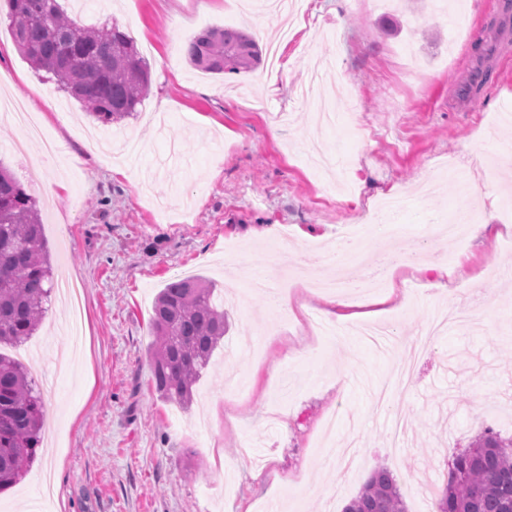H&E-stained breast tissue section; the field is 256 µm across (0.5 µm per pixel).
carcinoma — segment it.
<instances>
[{"mask_svg": "<svg viewBox=\"0 0 512 512\" xmlns=\"http://www.w3.org/2000/svg\"><path fill=\"white\" fill-rule=\"evenodd\" d=\"M13 39L36 69L51 72L97 120L130 116L151 76L132 38L116 26L81 28L57 0H6ZM205 72L239 73L259 61L255 41L212 28L188 44ZM53 271L35 199L0 166V347L34 335L51 302ZM202 278L168 283L154 307L151 368L162 399L187 407L226 331L224 306ZM44 401L20 362L0 353V492L15 486L37 457ZM437 512H512V435L486 428L455 455ZM344 512H406L393 474L376 468Z\"/></svg>", "mask_w": 512, "mask_h": 512, "instance_id": "carcinoma-1", "label": "carcinoma"}]
</instances>
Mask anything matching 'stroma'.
<instances>
[{
  "instance_id": "35a3bbf8",
  "label": "stroma",
  "mask_w": 512,
  "mask_h": 512,
  "mask_svg": "<svg viewBox=\"0 0 512 512\" xmlns=\"http://www.w3.org/2000/svg\"><path fill=\"white\" fill-rule=\"evenodd\" d=\"M79 24L108 22L150 67L137 114L90 117L53 74L17 48L0 0V88L40 115L55 162L19 156L26 130L0 122V165L37 201L54 266L81 296L85 330L67 338L72 302L53 294L30 339L47 383L43 442L29 473L0 494V512H343L378 466L407 512H435L454 456L485 427L512 435V24L502 0H434L372 10L369 0H305L281 70H198L188 42L232 27L266 46L283 19L240 0H59ZM55 107L46 110L44 98ZM143 147L133 178L113 133ZM480 184L474 197L461 182ZM463 218L490 222L464 241L437 234ZM392 248L448 263L452 295L484 298L477 324L421 352L446 297L419 274L389 281L376 320L384 347L338 337L322 292L321 249L344 225L365 242L347 272ZM283 280L291 313L265 307L252 268ZM215 284L229 330L190 408L159 398L150 366L153 306L178 278ZM347 373L349 390L336 388Z\"/></svg>"
}]
</instances>
